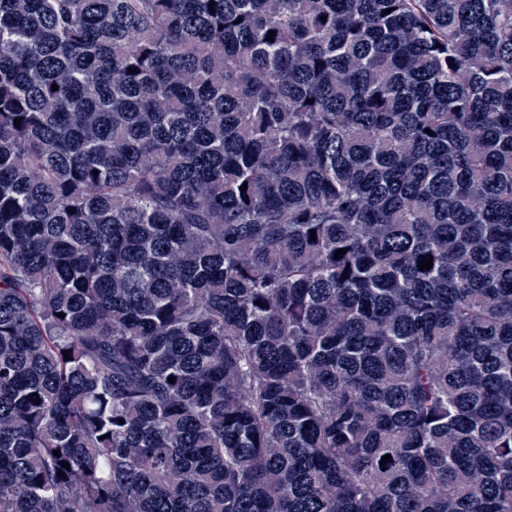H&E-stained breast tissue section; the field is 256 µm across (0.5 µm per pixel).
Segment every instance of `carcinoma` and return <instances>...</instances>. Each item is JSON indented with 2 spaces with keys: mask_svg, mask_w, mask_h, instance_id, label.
I'll return each instance as SVG.
<instances>
[{
  "mask_svg": "<svg viewBox=\"0 0 512 512\" xmlns=\"http://www.w3.org/2000/svg\"><path fill=\"white\" fill-rule=\"evenodd\" d=\"M0 512H512V0H0Z\"/></svg>",
  "mask_w": 512,
  "mask_h": 512,
  "instance_id": "obj_1",
  "label": "carcinoma"
}]
</instances>
